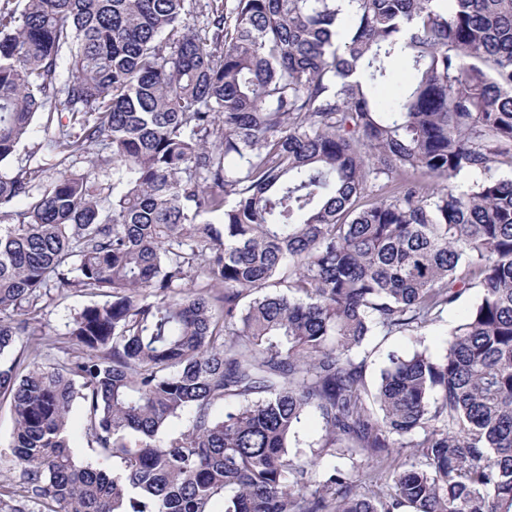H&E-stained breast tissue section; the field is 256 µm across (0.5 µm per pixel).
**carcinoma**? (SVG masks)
<instances>
[{
	"mask_svg": "<svg viewBox=\"0 0 512 512\" xmlns=\"http://www.w3.org/2000/svg\"><path fill=\"white\" fill-rule=\"evenodd\" d=\"M197 2L0 0V168L56 171H0L13 512H512V0ZM53 282L82 355L8 356ZM477 296L478 289H471L455 307L448 311L444 322L425 332L420 347L425 348L432 356L441 355L446 348L451 330L462 321L466 310L477 299ZM415 343L404 336H396L388 339L370 357L368 368L366 370V377L369 383H373L380 374L381 369L385 366L386 353L390 350L398 351L399 353L406 354L413 351ZM70 445L74 450L76 460L79 462H91L97 468L112 473V458L97 455L89 447V437L86 431V418L81 403L77 402L72 409L69 419Z\"/></svg>",
	"mask_w": 512,
	"mask_h": 512,
	"instance_id": "cac0c4a2",
	"label": "carcinoma"
}]
</instances>
